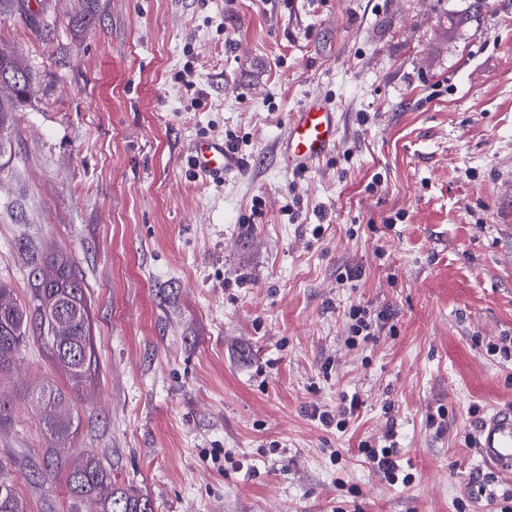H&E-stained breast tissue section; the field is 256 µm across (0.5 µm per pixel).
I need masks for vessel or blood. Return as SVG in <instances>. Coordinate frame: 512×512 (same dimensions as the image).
I'll return each mask as SVG.
<instances>
[{
    "mask_svg": "<svg viewBox=\"0 0 512 512\" xmlns=\"http://www.w3.org/2000/svg\"><path fill=\"white\" fill-rule=\"evenodd\" d=\"M338 113L334 102L315 94L293 112L282 143L281 160L290 172L309 170L336 144ZM196 171L221 179L239 171L244 162L222 140H198L192 150ZM476 448L483 463L497 471L512 474V409L498 410L483 419L476 433Z\"/></svg>",
    "mask_w": 512,
    "mask_h": 512,
    "instance_id": "vessel-or-blood-1",
    "label": "vessel or blood"
}]
</instances>
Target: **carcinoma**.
<instances>
[{
	"mask_svg": "<svg viewBox=\"0 0 512 512\" xmlns=\"http://www.w3.org/2000/svg\"><path fill=\"white\" fill-rule=\"evenodd\" d=\"M32 81L30 71L9 84H1L7 95L0 96V133L9 130L18 104L26 99ZM34 276L33 301L40 328L46 333L55 362L68 374V391L41 388L33 392L49 435V448L74 433L73 407L94 362L87 290L74 261L65 254L45 260H31ZM30 311L12 289L0 285V373L10 371L24 341ZM68 488L75 504L89 500L99 512H154L147 498L135 495L112 482V473L99 459L87 456L74 463L68 473ZM0 512H27L22 492L0 481Z\"/></svg>",
	"mask_w": 512,
	"mask_h": 512,
	"instance_id": "carcinoma-1",
	"label": "carcinoma"
}]
</instances>
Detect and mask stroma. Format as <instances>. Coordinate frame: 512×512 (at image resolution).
Instances as JSON below:
<instances>
[{"instance_id": "1", "label": "stroma", "mask_w": 512, "mask_h": 512, "mask_svg": "<svg viewBox=\"0 0 512 512\" xmlns=\"http://www.w3.org/2000/svg\"><path fill=\"white\" fill-rule=\"evenodd\" d=\"M0 49L34 77L0 148V283L31 304L29 257L70 255L97 359L56 456L39 330L0 374L29 512H71L89 454L154 512H490L471 438L512 408L487 353L512 336V0H27ZM312 94L339 133L295 176ZM203 137L246 167L198 177ZM354 305L375 325L352 346ZM354 398L345 431L314 420ZM387 435L410 485L363 459ZM338 127L334 102L321 94L308 97L289 121L280 152L283 166L293 173L309 170L336 145Z\"/></svg>"}]
</instances>
